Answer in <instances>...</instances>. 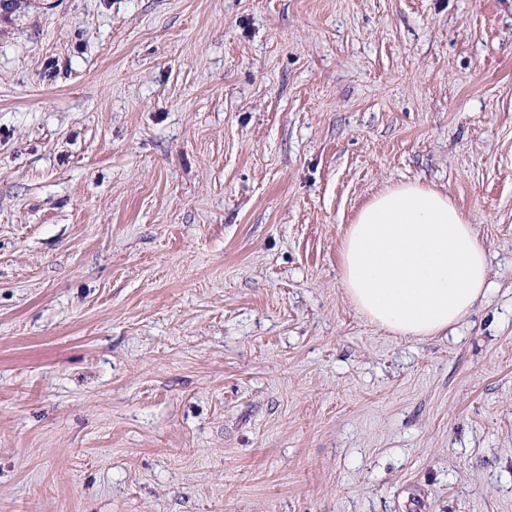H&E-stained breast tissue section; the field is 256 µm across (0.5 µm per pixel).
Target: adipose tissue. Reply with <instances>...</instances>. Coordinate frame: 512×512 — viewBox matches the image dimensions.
<instances>
[{"instance_id": "obj_1", "label": "adipose tissue", "mask_w": 512, "mask_h": 512, "mask_svg": "<svg viewBox=\"0 0 512 512\" xmlns=\"http://www.w3.org/2000/svg\"><path fill=\"white\" fill-rule=\"evenodd\" d=\"M341 279L369 321L401 335L446 334L484 294L488 265L470 217L418 181L373 197L340 246Z\"/></svg>"}]
</instances>
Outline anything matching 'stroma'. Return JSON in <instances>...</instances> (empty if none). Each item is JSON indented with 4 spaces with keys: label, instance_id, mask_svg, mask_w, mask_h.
Segmentation results:
<instances>
[{
    "label": "stroma",
    "instance_id": "35a3bbf8",
    "mask_svg": "<svg viewBox=\"0 0 512 512\" xmlns=\"http://www.w3.org/2000/svg\"><path fill=\"white\" fill-rule=\"evenodd\" d=\"M413 180L422 339L340 278ZM0 512H512V0H0ZM341 279L369 321L401 336L448 333L487 288L471 218L434 186L411 181L373 197L340 246Z\"/></svg>",
    "mask_w": 512,
    "mask_h": 512
}]
</instances>
